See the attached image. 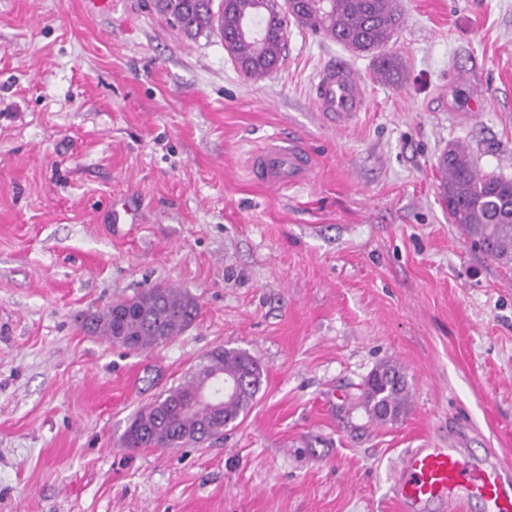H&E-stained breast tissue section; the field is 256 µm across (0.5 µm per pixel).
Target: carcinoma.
<instances>
[{
    "mask_svg": "<svg viewBox=\"0 0 512 512\" xmlns=\"http://www.w3.org/2000/svg\"><path fill=\"white\" fill-rule=\"evenodd\" d=\"M157 13L172 21L181 34L195 39L205 32L227 34L229 21L246 17L264 30L260 39L233 36L228 49L241 72L261 77L280 61L284 36L276 0H228L219 18L209 0H154ZM295 23L321 33L356 54L373 55L378 73L390 80L402 68L386 47L402 23L400 0H301ZM441 199L451 223L471 245L502 266L512 265V179L477 169L462 145L439 158ZM197 305L176 288L150 287L101 311L79 316L84 330L128 350L157 348L182 333L195 319ZM218 373L226 381H243L239 393L220 405L202 404L194 411L184 403L200 390L201 373ZM263 369L249 352L218 346L204 356L199 368L178 385L141 409L126 428V448H181L224 435V429L244 418L261 389ZM409 388L402 369L390 362L367 377L362 405L372 420H398L407 409Z\"/></svg>",
    "mask_w": 512,
    "mask_h": 512,
    "instance_id": "1",
    "label": "carcinoma"
}]
</instances>
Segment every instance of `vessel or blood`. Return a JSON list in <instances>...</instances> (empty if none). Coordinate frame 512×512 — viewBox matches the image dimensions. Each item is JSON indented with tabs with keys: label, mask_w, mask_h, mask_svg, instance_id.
Returning <instances> with one entry per match:
<instances>
[{
	"label": "vessel or blood",
	"mask_w": 512,
	"mask_h": 512,
	"mask_svg": "<svg viewBox=\"0 0 512 512\" xmlns=\"http://www.w3.org/2000/svg\"><path fill=\"white\" fill-rule=\"evenodd\" d=\"M314 103L338 130L348 129L366 108V84L344 61L326 67L314 85ZM250 166L259 182L275 190L307 186L314 162L302 142L278 139L252 155ZM512 471L471 464L454 448H413L403 453L394 474V494L401 505L447 502L455 508L464 498L482 499L491 512H512L505 485Z\"/></svg>",
	"instance_id": "vessel-or-blood-1"
}]
</instances>
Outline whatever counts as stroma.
<instances>
[{
  "label": "stroma",
  "mask_w": 512,
  "mask_h": 512,
  "mask_svg": "<svg viewBox=\"0 0 512 512\" xmlns=\"http://www.w3.org/2000/svg\"><path fill=\"white\" fill-rule=\"evenodd\" d=\"M402 9L400 82L294 25L254 80L151 0H0V512H396L406 449L512 468V270L449 222L438 168L459 144L512 178V0ZM339 60L368 93L344 131L311 104ZM276 136L312 153L309 185L252 177ZM155 285L198 305L161 347L75 321ZM217 346L263 367L246 417L123 447ZM386 361L409 409L378 424L360 387Z\"/></svg>",
  "instance_id": "35a3bbf8"
}]
</instances>
